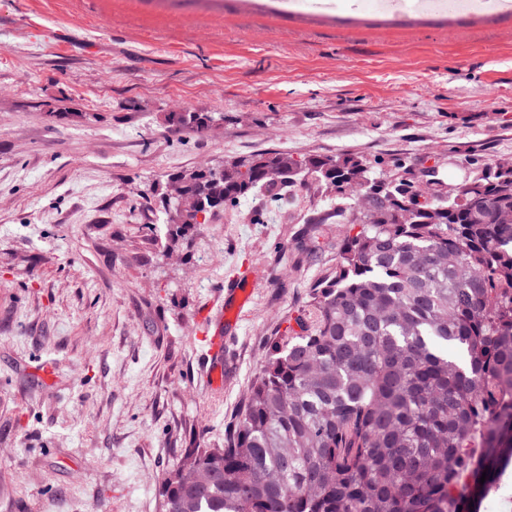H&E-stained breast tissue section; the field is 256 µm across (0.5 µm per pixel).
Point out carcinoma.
<instances>
[{"instance_id":"cac0c4a2","label":"carcinoma","mask_w":512,"mask_h":512,"mask_svg":"<svg viewBox=\"0 0 512 512\" xmlns=\"http://www.w3.org/2000/svg\"><path fill=\"white\" fill-rule=\"evenodd\" d=\"M424 176L286 151L169 176L206 214L308 181L356 200L300 331L271 344L224 447L183 450L164 512H480L478 476L512 462V167Z\"/></svg>"}]
</instances>
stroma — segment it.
Here are the masks:
<instances>
[{
	"label": "stroma",
	"instance_id": "obj_1",
	"mask_svg": "<svg viewBox=\"0 0 512 512\" xmlns=\"http://www.w3.org/2000/svg\"><path fill=\"white\" fill-rule=\"evenodd\" d=\"M267 150L454 184L512 161V5L0 0V512H162L182 450L223 446L344 228L310 183L175 242L151 186ZM237 278L217 388L198 316ZM170 121L176 127H184L196 134H202L209 129L213 118L198 112L174 113L171 115Z\"/></svg>",
	"mask_w": 512,
	"mask_h": 512
}]
</instances>
